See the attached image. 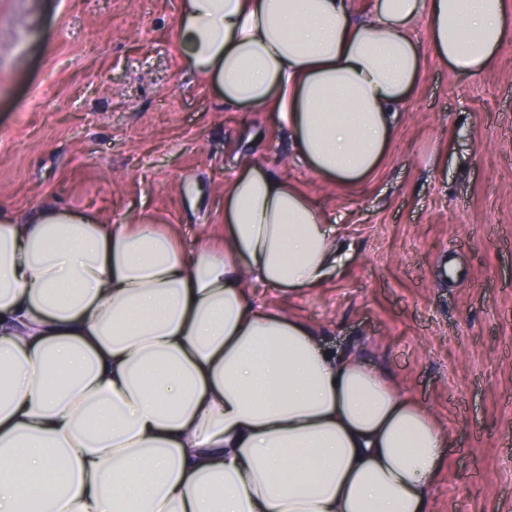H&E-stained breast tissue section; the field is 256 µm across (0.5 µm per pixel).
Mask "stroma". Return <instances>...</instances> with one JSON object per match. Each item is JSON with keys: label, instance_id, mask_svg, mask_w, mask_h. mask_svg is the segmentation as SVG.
Segmentation results:
<instances>
[{"label": "stroma", "instance_id": "stroma-1", "mask_svg": "<svg viewBox=\"0 0 512 512\" xmlns=\"http://www.w3.org/2000/svg\"><path fill=\"white\" fill-rule=\"evenodd\" d=\"M180 0H0V207L47 200L109 224L165 220L222 244L247 161L301 189L348 249L316 288L251 287L357 348L450 446L431 512H512V39L464 78L426 57L366 181L327 183L272 113L226 110L184 67Z\"/></svg>", "mask_w": 512, "mask_h": 512}]
</instances>
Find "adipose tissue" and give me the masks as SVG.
I'll return each instance as SVG.
<instances>
[{
    "instance_id": "obj_1",
    "label": "adipose tissue",
    "mask_w": 512,
    "mask_h": 512,
    "mask_svg": "<svg viewBox=\"0 0 512 512\" xmlns=\"http://www.w3.org/2000/svg\"><path fill=\"white\" fill-rule=\"evenodd\" d=\"M178 27L225 106L276 112L348 186L378 168L422 48L487 72L512 0H181ZM224 204L222 247L189 254L152 215L0 212V512H430L448 436L428 410L248 295L342 268L335 224L254 162Z\"/></svg>"
}]
</instances>
